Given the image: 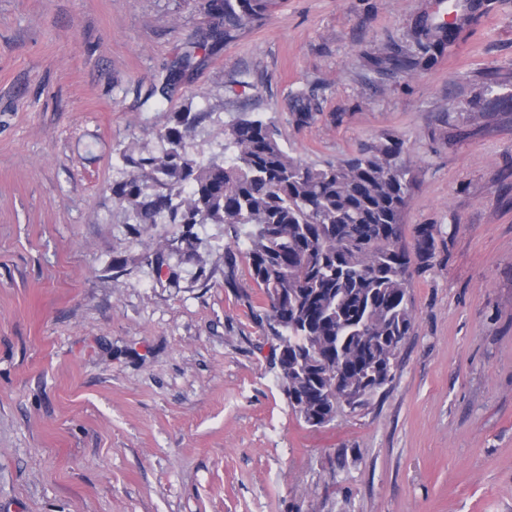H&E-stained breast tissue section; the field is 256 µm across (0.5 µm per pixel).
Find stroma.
<instances>
[{
  "label": "stroma",
  "instance_id": "stroma-1",
  "mask_svg": "<svg viewBox=\"0 0 512 512\" xmlns=\"http://www.w3.org/2000/svg\"><path fill=\"white\" fill-rule=\"evenodd\" d=\"M433 3L280 0L146 107L218 27L207 0H0V512H512V0H460L428 69L369 70ZM305 88L342 122L296 127ZM186 109L201 161L243 113L309 164L403 141V222L440 233L368 409L297 420L224 225L133 243L119 151L160 153ZM204 60L205 54L199 57L195 50H186L183 52L165 76V81L161 88L162 96L164 97L167 94V90L172 82L182 77L187 71L201 65Z\"/></svg>",
  "mask_w": 512,
  "mask_h": 512
}]
</instances>
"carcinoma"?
Masks as SVG:
<instances>
[{
	"mask_svg": "<svg viewBox=\"0 0 512 512\" xmlns=\"http://www.w3.org/2000/svg\"><path fill=\"white\" fill-rule=\"evenodd\" d=\"M276 0H208L222 29L210 40H233L240 30L266 19ZM448 24L417 20L410 43L386 57L380 69L414 72L432 66L450 41ZM208 40V41H210ZM204 40L181 54L165 76L161 94L201 65ZM293 123L316 122L320 103L311 91L290 98ZM202 114L174 113L158 130L159 155L120 151L125 177L112 183L113 202L132 215L131 235L141 243L155 224H181V244L195 250L194 227L223 224L231 242L224 251L226 280L238 263L273 304L261 321L276 341L279 386L307 427L334 420L338 410L356 413L394 379L402 347L414 328L410 253L422 264L434 256L433 225L414 231L408 247L402 224L415 180L394 137L357 155L310 166L291 156L277 127L239 115L224 131V156L204 164L187 150ZM169 245L145 248L143 258L166 264Z\"/></svg>",
	"mask_w": 512,
	"mask_h": 512,
	"instance_id": "cac0c4a2",
	"label": "carcinoma"
}]
</instances>
